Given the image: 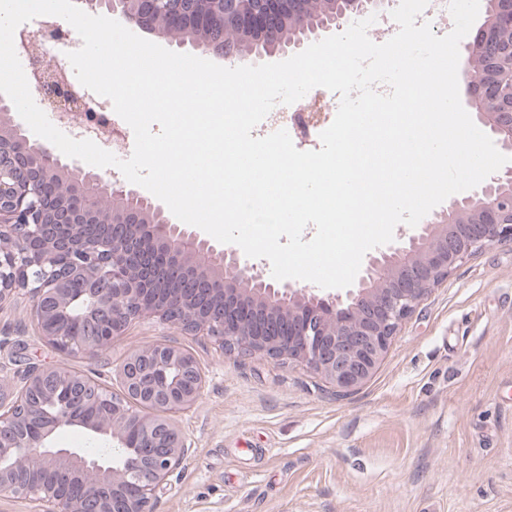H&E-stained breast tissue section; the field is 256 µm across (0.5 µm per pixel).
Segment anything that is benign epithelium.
Listing matches in <instances>:
<instances>
[{"label": "benign epithelium", "instance_id": "benign-epithelium-1", "mask_svg": "<svg viewBox=\"0 0 512 512\" xmlns=\"http://www.w3.org/2000/svg\"><path fill=\"white\" fill-rule=\"evenodd\" d=\"M391 0H336L323 21L287 45L341 28ZM124 25L171 35L185 27L212 32L230 23L257 43L280 42L312 0H85ZM202 46L226 59L233 40ZM465 78L500 149L512 150V0H486V20L470 41ZM35 89L54 105L80 111V99L53 73L38 71ZM74 174L56 196L57 180ZM159 206L104 173L65 163L54 147L19 128L0 131V306L19 290L31 297L38 335L64 357L97 355L135 319L154 315L185 334L204 332L225 353H261L321 375L338 395L374 373L402 323L474 251L512 244V168L470 195L448 201L440 220L369 255L358 284L321 296L265 276L235 249L218 250L195 232L161 219ZM212 254L208 265L196 257ZM121 392L65 364L31 366L0 393V497L32 512H156L168 477L192 444L176 414L200 396L204 376L174 340L146 346L118 367ZM95 406L77 416L68 402ZM108 437L123 460H99L52 445L61 429Z\"/></svg>", "mask_w": 512, "mask_h": 512}]
</instances>
